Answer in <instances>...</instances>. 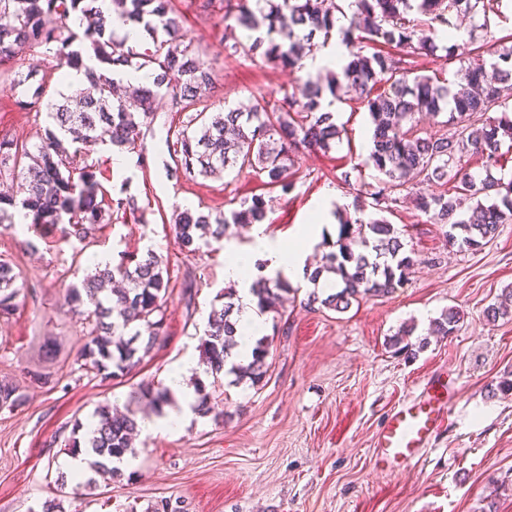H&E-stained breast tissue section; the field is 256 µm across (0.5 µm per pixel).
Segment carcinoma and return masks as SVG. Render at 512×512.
I'll list each match as a JSON object with an SVG mask.
<instances>
[{"label":"carcinoma","mask_w":512,"mask_h":512,"mask_svg":"<svg viewBox=\"0 0 512 512\" xmlns=\"http://www.w3.org/2000/svg\"><path fill=\"white\" fill-rule=\"evenodd\" d=\"M98 0H0V66L26 48L40 45L53 53L55 70H74L84 75L89 87L71 105L47 101L50 127L30 151L14 138L0 139V181H20L22 197L0 194V224L15 226L14 210L25 211L28 226H48L69 243L83 242L101 224L112 223L116 213L140 211L133 196L118 198L104 207L96 165L88 162L81 145L91 141L109 144L121 151L136 152L142 127L154 118L157 99L166 97L171 108L187 113V124L167 149L179 158L181 169L192 176L214 177L248 165L256 177L286 195L295 182L293 169L302 149L330 151L343 129L334 113L324 110L322 98L350 96L367 107L372 130V148L367 163L385 179L377 185L355 187L350 173L341 182L352 190L357 217L340 222L336 241L323 240L328 248L322 264L306 274L313 284L306 305L316 303L338 313L347 311L364 297H380L402 282L413 266L399 233L384 218L364 220L367 208L387 209L400 203V192L413 189L420 180L451 190H427L415 194L418 211L433 224L448 226V242L460 249L477 251L498 231L512 223V177H496L502 146L512 144V116L502 99V88L512 82V46L494 50L495 59L471 64L456 72L452 81L413 74L411 56L435 48V39L453 26L461 14L482 13V27L489 15L501 14L502 0H353V26L342 32L349 60L341 74L322 84L308 79L302 98L286 96L268 108L264 98L254 99L246 110L213 112L203 91L214 84L213 68L202 51L185 41L171 0H110L112 12L124 21L143 26L153 48L139 52L108 31L100 17ZM230 9L224 19H235L247 31L245 38L228 30L224 52H240L250 59L281 68H297L302 58L318 47L316 38L329 37L336 29V0H226ZM387 45L395 55L369 53L368 46ZM101 63L87 64V53ZM145 71L152 81L127 89L112 76L108 64ZM390 90L376 94L381 82ZM453 106L448 131L422 138L416 127L424 117L437 118L448 102ZM501 112L491 118L490 112ZM469 154L484 159L485 176H475L461 161ZM268 218L265 196L241 199L238 207L212 215L183 209L174 214L171 228L186 255L219 242L232 225L263 224ZM160 254L149 249L141 256L119 263L96 265L80 283L67 289L65 303L86 324V342L80 368L106 377L129 375L160 344L169 279ZM325 273L340 282L333 292L318 291ZM292 291L287 279L259 277L249 294L265 310ZM20 288L11 263L0 259V318H9L16 308ZM212 306L200 343V364L218 379L231 375L236 382L260 383L267 373L271 340H256L251 360H232L237 348V316L244 304L237 290L227 288ZM460 312L449 309L435 321L440 336L454 333ZM412 329H400L392 339L395 352L416 356L407 342ZM194 410L202 417L224 421V399L207 391L201 379L193 383ZM139 399L155 410L170 402V392L154 381L138 385ZM20 387L0 380V410H14L25 403ZM90 437L73 436L66 444L74 455L81 445L93 449L98 460L93 471L105 480L120 474L123 457L134 454L138 418L134 409L121 411L104 405L96 413Z\"/></svg>","instance_id":"1"}]
</instances>
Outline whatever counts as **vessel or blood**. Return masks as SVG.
<instances>
[{"label":"vessel or blood","instance_id":"vessel-or-blood-1","mask_svg":"<svg viewBox=\"0 0 512 512\" xmlns=\"http://www.w3.org/2000/svg\"><path fill=\"white\" fill-rule=\"evenodd\" d=\"M453 391L450 382L436 377L410 392L378 432L375 467H405L421 458L451 410Z\"/></svg>","mask_w":512,"mask_h":512}]
</instances>
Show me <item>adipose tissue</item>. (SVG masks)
I'll return each mask as SVG.
<instances>
[{
  "mask_svg": "<svg viewBox=\"0 0 512 512\" xmlns=\"http://www.w3.org/2000/svg\"><path fill=\"white\" fill-rule=\"evenodd\" d=\"M314 222L302 229L295 245L288 246L280 241L271 239L265 225H257L254 236L253 251L257 252L265 262L262 270L263 276L272 278L282 275L288 278L295 277L301 271V261L306 252L319 240L324 227L330 226L332 218L326 206H319L313 215ZM191 361H184L183 365L171 369L165 380L173 402L164 407L161 415L146 420L141 425L142 433H156L159 431L171 434L179 433L194 417L192 405L195 394L192 388L187 387L183 381L186 369L191 368Z\"/></svg>",
  "mask_w": 512,
  "mask_h": 512,
  "instance_id": "obj_1",
  "label": "adipose tissue"
}]
</instances>
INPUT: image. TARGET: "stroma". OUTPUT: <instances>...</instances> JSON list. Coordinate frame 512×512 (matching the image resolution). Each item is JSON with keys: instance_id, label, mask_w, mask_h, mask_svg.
Listing matches in <instances>:
<instances>
[{"instance_id": "1", "label": "stroma", "mask_w": 512, "mask_h": 512, "mask_svg": "<svg viewBox=\"0 0 512 512\" xmlns=\"http://www.w3.org/2000/svg\"><path fill=\"white\" fill-rule=\"evenodd\" d=\"M174 2L185 40L201 46L215 69L212 101L244 109L260 96L274 104L301 94L304 69L225 54L219 0ZM86 88L83 81L65 88L55 78L38 99L32 88L0 79V138L38 143L48 125L46 99L60 92L73 98ZM332 110L344 128L340 141L328 152H304L295 188L285 195L246 167L219 178L177 173L163 142L186 116L161 99L142 130V154H127L123 168L113 167L105 145L86 149L106 197L135 196L143 222H113L83 247L51 228L0 227V257L23 286L16 311L0 319V379L19 382L29 396L23 407L0 412V512H41L50 499L62 512H153L167 500L183 512H512V394L496 390L512 380V314L486 316L512 288V224L501 225L481 250L464 251L410 201L386 215L416 260L391 292L338 313L305 307L310 287L297 280V296L266 315L264 333L273 342L263 382L219 379L223 423L203 417L176 437L137 438L130 466L112 482L56 484L75 423H87L101 405L134 404L141 380L163 382L184 357H198L207 316L228 286L224 248L252 245L250 228L233 227L222 243L186 256L170 230L174 211L219 213L230 200L262 193L270 200L267 233L290 242L317 203L351 211L343 172L377 182L378 172L365 163L367 108L341 99ZM149 248L170 276L162 345L122 378L81 371L85 326L62 305L67 288L86 275L90 255L116 261ZM451 308L461 314L456 331L434 335L435 319ZM407 324L419 345L411 359L390 346ZM443 372L457 374L458 391L430 450L407 470L375 469L374 436L390 410L417 383Z\"/></svg>"}]
</instances>
